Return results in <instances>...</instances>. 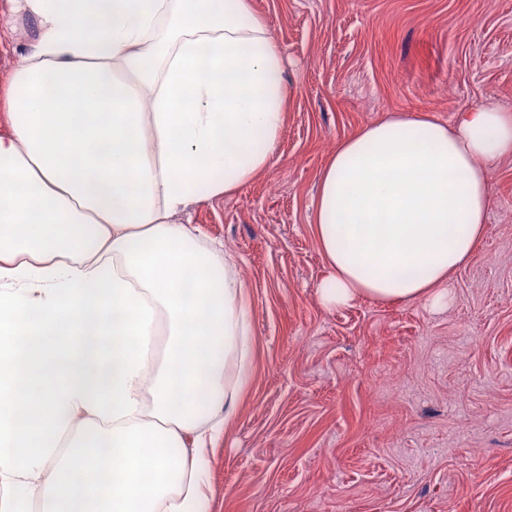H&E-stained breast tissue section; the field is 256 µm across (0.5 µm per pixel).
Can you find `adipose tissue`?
Segmentation results:
<instances>
[{
	"label": "adipose tissue",
	"instance_id": "adipose-tissue-1",
	"mask_svg": "<svg viewBox=\"0 0 512 512\" xmlns=\"http://www.w3.org/2000/svg\"><path fill=\"white\" fill-rule=\"evenodd\" d=\"M0 512H209L248 379L236 262L180 217L271 165L285 51L249 0H0ZM512 110L394 116L340 144L314 234L330 307L448 304Z\"/></svg>",
	"mask_w": 512,
	"mask_h": 512
}]
</instances>
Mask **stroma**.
Wrapping results in <instances>:
<instances>
[{"instance_id": "stroma-1", "label": "stroma", "mask_w": 512, "mask_h": 512, "mask_svg": "<svg viewBox=\"0 0 512 512\" xmlns=\"http://www.w3.org/2000/svg\"><path fill=\"white\" fill-rule=\"evenodd\" d=\"M251 4L286 54L278 150L183 218L236 260L252 310L211 512H512V157L488 170L486 233L446 307L325 306L313 235L321 175L364 126L512 109V0Z\"/></svg>"}]
</instances>
